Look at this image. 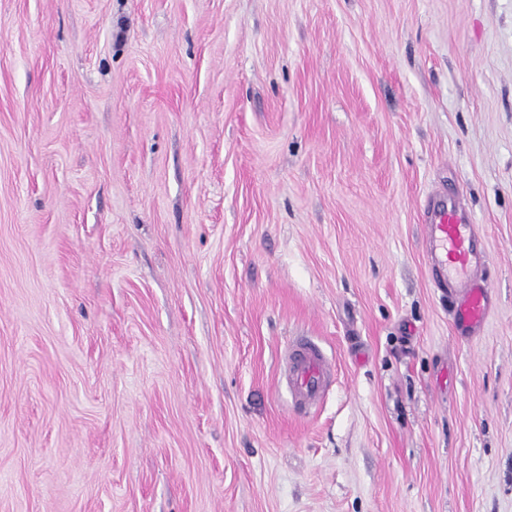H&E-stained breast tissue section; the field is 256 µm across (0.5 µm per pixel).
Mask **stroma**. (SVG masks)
I'll return each mask as SVG.
<instances>
[{"label":"stroma","instance_id":"stroma-1","mask_svg":"<svg viewBox=\"0 0 512 512\" xmlns=\"http://www.w3.org/2000/svg\"><path fill=\"white\" fill-rule=\"evenodd\" d=\"M0 512H512V0H0ZM424 247L436 288H448L458 336L480 331L488 309V256L476 224L448 198L426 208ZM334 378L332 362L309 336H297L284 355V371L278 383L288 391L295 410L317 406Z\"/></svg>","mask_w":512,"mask_h":512}]
</instances>
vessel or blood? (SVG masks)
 Segmentation results:
<instances>
[{
	"instance_id": "1",
	"label": "vessel or blood",
	"mask_w": 512,
	"mask_h": 512,
	"mask_svg": "<svg viewBox=\"0 0 512 512\" xmlns=\"http://www.w3.org/2000/svg\"><path fill=\"white\" fill-rule=\"evenodd\" d=\"M424 247L435 287L451 293L457 334H476L488 309V256L477 226L454 201L429 202ZM333 378V365L319 344L308 336L296 337L284 355V371L278 380L293 406L302 411L317 406Z\"/></svg>"
}]
</instances>
